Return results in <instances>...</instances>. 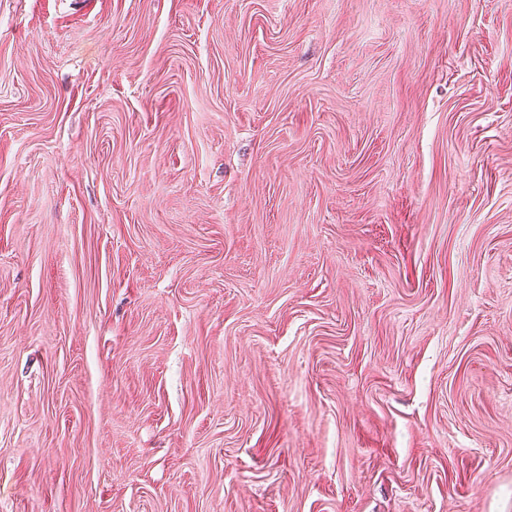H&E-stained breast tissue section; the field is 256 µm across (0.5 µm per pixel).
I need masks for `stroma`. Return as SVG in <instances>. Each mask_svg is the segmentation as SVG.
Returning <instances> with one entry per match:
<instances>
[{
	"label": "stroma",
	"mask_w": 512,
	"mask_h": 512,
	"mask_svg": "<svg viewBox=\"0 0 512 512\" xmlns=\"http://www.w3.org/2000/svg\"><path fill=\"white\" fill-rule=\"evenodd\" d=\"M0 512H512V0H0Z\"/></svg>",
	"instance_id": "1"
}]
</instances>
